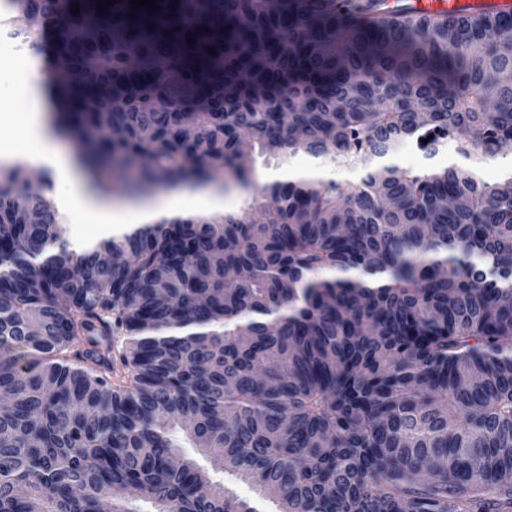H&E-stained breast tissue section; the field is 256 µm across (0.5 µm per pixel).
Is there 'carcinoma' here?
I'll return each mask as SVG.
<instances>
[{"label": "carcinoma", "mask_w": 512, "mask_h": 512, "mask_svg": "<svg viewBox=\"0 0 512 512\" xmlns=\"http://www.w3.org/2000/svg\"><path fill=\"white\" fill-rule=\"evenodd\" d=\"M10 4L80 75L57 121L99 191L242 180L297 151L359 180L265 184L243 213L78 253L1 164L0 512H257L173 463L179 432L278 512H512V172L388 162L403 142L512 146V10ZM304 159L315 161L317 166L325 167L326 170L330 172L331 176L324 177L321 179L325 183L335 182L336 184L340 185L343 189H350L357 181L356 171L350 169L349 167L341 163L334 162L329 157H324L322 159L315 160L302 152H298L290 156L289 165H293L296 162Z\"/></svg>", "instance_id": "obj_1"}]
</instances>
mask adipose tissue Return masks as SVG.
<instances>
[{"label": "adipose tissue", "instance_id": "ef3b65f1", "mask_svg": "<svg viewBox=\"0 0 512 512\" xmlns=\"http://www.w3.org/2000/svg\"><path fill=\"white\" fill-rule=\"evenodd\" d=\"M41 76L38 61L29 53L14 56V71L8 88L12 102L27 114L26 136L29 148L23 152L24 161L50 169L61 188L58 204L65 212H77L82 223L96 227L99 238L109 239L128 228L167 218L189 214H214L224 210L220 186L201 185L190 190L174 188L168 192L166 205L155 207L146 203L113 206L94 197L86 182L75 169L47 142L42 115L45 101L39 92Z\"/></svg>", "mask_w": 512, "mask_h": 512}]
</instances>
